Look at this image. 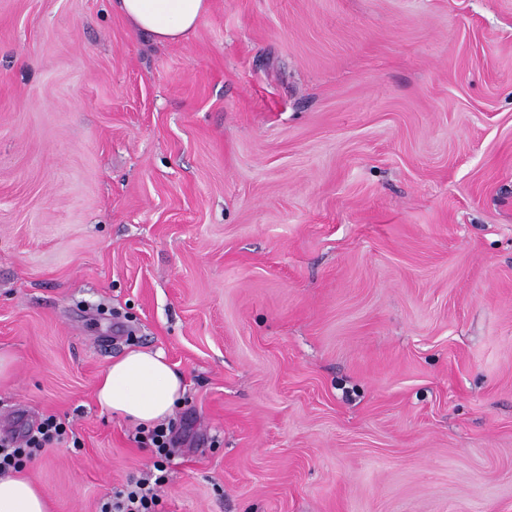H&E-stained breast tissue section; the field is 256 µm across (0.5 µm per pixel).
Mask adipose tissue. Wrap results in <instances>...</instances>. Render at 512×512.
Listing matches in <instances>:
<instances>
[{
    "mask_svg": "<svg viewBox=\"0 0 512 512\" xmlns=\"http://www.w3.org/2000/svg\"><path fill=\"white\" fill-rule=\"evenodd\" d=\"M135 31L155 41L173 43L193 31L208 0H115ZM185 385L159 350H135L102 373L96 400L112 415L150 426L172 416ZM0 512H49L44 493L25 474L0 476Z\"/></svg>",
    "mask_w": 512,
    "mask_h": 512,
    "instance_id": "adipose-tissue-1",
    "label": "adipose tissue"
}]
</instances>
